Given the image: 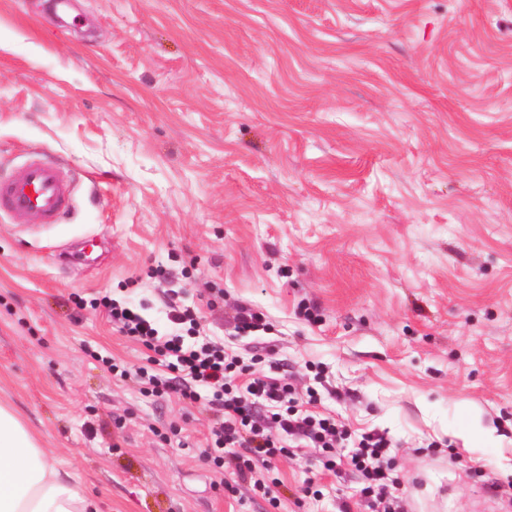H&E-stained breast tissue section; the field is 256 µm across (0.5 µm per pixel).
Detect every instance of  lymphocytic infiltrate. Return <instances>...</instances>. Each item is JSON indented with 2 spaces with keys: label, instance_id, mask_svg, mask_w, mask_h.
<instances>
[{
  "label": "lymphocytic infiltrate",
  "instance_id": "lymphocytic-infiltrate-1",
  "mask_svg": "<svg viewBox=\"0 0 512 512\" xmlns=\"http://www.w3.org/2000/svg\"><path fill=\"white\" fill-rule=\"evenodd\" d=\"M92 304L104 308L124 336L151 353L148 366L137 368L103 357L107 369L120 379L133 380L147 396L173 395L191 404L206 400L215 416L209 451L213 465L252 484L272 507H279L280 499L269 483L271 464L287 453L289 441H306L318 449L323 469L335 470L336 444L342 438L335 419L299 414L289 383L264 376L244 378L243 367L226 353L223 341L195 342L198 321L193 310L170 302L167 319L172 331L163 335L136 307L113 300L110 294L94 298ZM347 463L360 473L372 512H398L390 495L398 478L391 445L383 435H364Z\"/></svg>",
  "mask_w": 512,
  "mask_h": 512
}]
</instances>
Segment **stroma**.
<instances>
[{"label": "stroma", "instance_id": "stroma-1", "mask_svg": "<svg viewBox=\"0 0 512 512\" xmlns=\"http://www.w3.org/2000/svg\"><path fill=\"white\" fill-rule=\"evenodd\" d=\"M36 157L72 201L0 212V402L102 512H370L304 446L276 509L216 473L204 404L102 365L146 354L106 290L177 291L339 455L385 433L407 512H512V0H0V176Z\"/></svg>", "mask_w": 512, "mask_h": 512}]
</instances>
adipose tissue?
Returning a JSON list of instances; mask_svg holds the SVG:
<instances>
[{
    "mask_svg": "<svg viewBox=\"0 0 512 512\" xmlns=\"http://www.w3.org/2000/svg\"><path fill=\"white\" fill-rule=\"evenodd\" d=\"M0 512H101L99 501L51 462L24 421L1 403Z\"/></svg>",
    "mask_w": 512,
    "mask_h": 512,
    "instance_id": "obj_1",
    "label": "adipose tissue"
}]
</instances>
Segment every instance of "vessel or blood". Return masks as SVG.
I'll list each match as a JSON object with an SVG mask.
<instances>
[{
	"label": "vessel or blood",
	"instance_id": "b4317fda",
	"mask_svg": "<svg viewBox=\"0 0 512 512\" xmlns=\"http://www.w3.org/2000/svg\"><path fill=\"white\" fill-rule=\"evenodd\" d=\"M69 197L58 168L42 158L25 162L8 182L0 183V210H8L16 218L35 216L53 223L68 205Z\"/></svg>",
	"mask_w": 512,
	"mask_h": 512
}]
</instances>
